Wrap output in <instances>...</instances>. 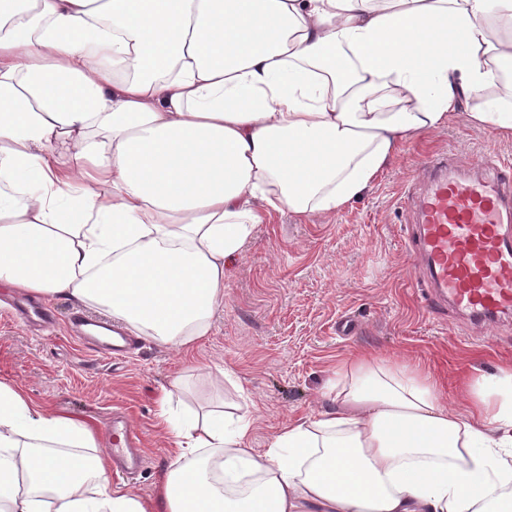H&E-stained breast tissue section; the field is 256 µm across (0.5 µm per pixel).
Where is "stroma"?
I'll return each mask as SVG.
<instances>
[{
    "mask_svg": "<svg viewBox=\"0 0 512 512\" xmlns=\"http://www.w3.org/2000/svg\"><path fill=\"white\" fill-rule=\"evenodd\" d=\"M439 156L480 175L484 158L512 161V138L455 113L447 127L403 143L378 181L336 215L284 213L258 225L224 279L223 312L188 352L145 337L131 357L100 356L69 332L68 299L51 302L54 319L42 326L0 306V382L86 420L100 439L112 414L125 413L147 465L136 479L116 474L112 483L145 498L175 446L158 417L161 388L180 375V397L194 409L253 410L249 446L257 453L288 421L330 407L332 370L354 351L427 367L442 401L463 410L468 373L512 367V315L491 330L450 308L434 310L421 289L426 271L408 248L415 224L399 198L423 191V172ZM224 369L239 386L221 377Z\"/></svg>",
    "mask_w": 512,
    "mask_h": 512,
    "instance_id": "1",
    "label": "stroma"
}]
</instances>
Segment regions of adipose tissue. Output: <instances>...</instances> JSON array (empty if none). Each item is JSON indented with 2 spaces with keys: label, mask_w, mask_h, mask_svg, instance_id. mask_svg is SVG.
<instances>
[{
  "label": "adipose tissue",
  "mask_w": 512,
  "mask_h": 512,
  "mask_svg": "<svg viewBox=\"0 0 512 512\" xmlns=\"http://www.w3.org/2000/svg\"><path fill=\"white\" fill-rule=\"evenodd\" d=\"M460 110L512 138V0H0V288L191 346L266 216L336 214ZM334 379L260 454L251 412L179 416L173 380L147 499L0 383V512H512V371L462 413L413 365Z\"/></svg>",
  "instance_id": "adipose-tissue-1"
}]
</instances>
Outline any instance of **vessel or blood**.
<instances>
[{"mask_svg": "<svg viewBox=\"0 0 512 512\" xmlns=\"http://www.w3.org/2000/svg\"><path fill=\"white\" fill-rule=\"evenodd\" d=\"M403 203L416 211L412 247L440 298L484 324L511 314L512 165L496 161L486 174L461 176L436 159L428 189ZM138 441L130 426L113 428V459L142 465Z\"/></svg>", "mask_w": 512, "mask_h": 512, "instance_id": "1", "label": "vessel or blood"}]
</instances>
